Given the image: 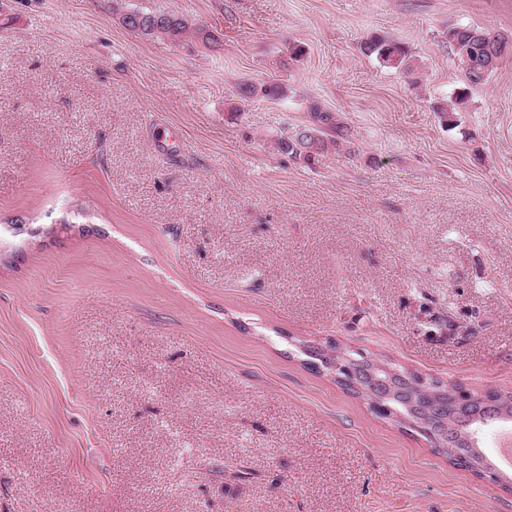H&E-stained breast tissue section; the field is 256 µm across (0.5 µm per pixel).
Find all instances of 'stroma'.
<instances>
[{"instance_id":"35a3bbf8","label":"stroma","mask_w":512,"mask_h":512,"mask_svg":"<svg viewBox=\"0 0 512 512\" xmlns=\"http://www.w3.org/2000/svg\"><path fill=\"white\" fill-rule=\"evenodd\" d=\"M458 25L512 0H0V512H512L306 355L512 391V52L468 85ZM119 20L123 27L143 38H160L171 44H179L192 30L205 48L215 49L220 44V38L206 26L175 13L129 9L119 13ZM362 51L367 56H374L380 63L386 62L387 67L402 69L404 73L414 71L410 63L411 56L400 44L380 35H372L364 41ZM307 110L310 112V124L295 130L292 135L281 137L278 146L288 155L304 154L308 165H312L319 162V157L338 150L345 134L333 113L319 102L311 101ZM346 356H350L351 358L357 361V363L355 364L356 368L354 370V379L346 381L345 379L336 378V383L346 388L347 390L353 392L356 396L361 397L364 400H368L367 395L364 393H360L358 390H356V388H358L359 385L365 387L367 372L370 368L371 363L374 365L375 360L368 359L359 353L341 351V349L337 345H329L327 351H324L323 349H312L310 350L308 355L310 359L314 360L311 361L314 366H316L318 362L323 368L331 370L330 367H327L328 365L331 364L335 365L336 368H338V370L343 371L347 374H351L353 372V366L345 365L343 367H340L339 365V363L341 365L344 364V361L347 360ZM343 372L337 371V374L346 377Z\"/></svg>"}]
</instances>
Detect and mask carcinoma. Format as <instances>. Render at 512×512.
<instances>
[{
    "instance_id": "cac0c4a2",
    "label": "carcinoma",
    "mask_w": 512,
    "mask_h": 512,
    "mask_svg": "<svg viewBox=\"0 0 512 512\" xmlns=\"http://www.w3.org/2000/svg\"><path fill=\"white\" fill-rule=\"evenodd\" d=\"M121 25L143 38H160L172 44L184 40L187 32L195 34L196 39L208 49L219 47L220 38L204 25L196 24L188 18L170 12L142 9H129L119 14ZM489 30L481 27L460 25L448 29V43L452 52L460 59L467 80L479 85L487 80L484 68L489 62L499 63L501 57L512 51V37L497 34V38L484 42L478 38ZM367 56H373L386 65L400 69L405 73L414 71L410 63V55L400 44L380 35H373L362 45ZM261 90L264 99H276L285 96L282 87L275 83L256 86L252 83H241L237 87V95L242 100L252 99L255 90ZM310 112V124L295 130L292 134L280 138L279 149L289 155H305L308 164L312 165L328 152L337 150L344 138V130L335 116L324 109L316 101L307 106ZM356 360L354 379L336 380L340 386L353 392L363 399L367 395L358 391L365 385L367 372L373 360L355 352L343 351L336 345L328 346V350L312 349L309 358L322 367L344 363L346 357ZM393 379L406 392L408 404L394 405L395 411L390 418L417 430L425 438L442 436L444 446L441 451L448 454L453 463L465 470L471 469L467 456H476L484 460L488 468H493V461L481 450L479 442L466 438L467 427L476 429L483 427L482 420L487 413L496 412L512 417V392L502 393L498 390L473 391L470 402L462 405L456 393L460 386L446 384L440 380L425 379L413 372L394 369Z\"/></svg>"
}]
</instances>
